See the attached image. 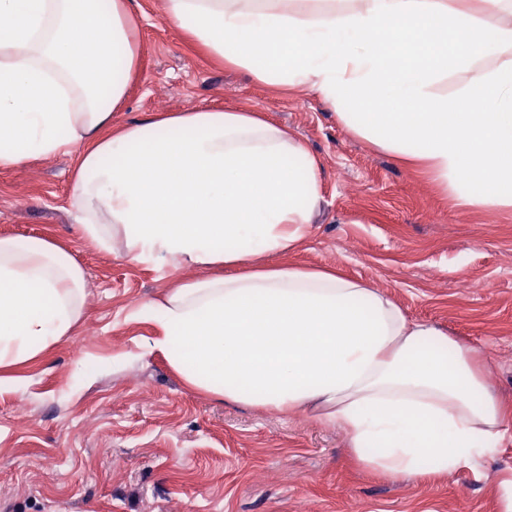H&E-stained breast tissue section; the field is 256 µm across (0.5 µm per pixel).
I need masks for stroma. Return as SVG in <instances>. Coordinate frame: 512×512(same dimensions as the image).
<instances>
[{
  "instance_id": "1",
  "label": "stroma",
  "mask_w": 512,
  "mask_h": 512,
  "mask_svg": "<svg viewBox=\"0 0 512 512\" xmlns=\"http://www.w3.org/2000/svg\"><path fill=\"white\" fill-rule=\"evenodd\" d=\"M139 73L115 124L240 108L288 126L322 164L309 237L281 262L333 267L389 295L483 362L512 403V208H464L353 136L313 92L256 82L133 0ZM75 153L0 168V236L62 242L86 273L80 321L37 360L0 368V512H503L512 417L496 451L446 475L360 468L342 427L186 391L143 348L133 311L193 267L156 268L86 241L70 205ZM125 354L120 365L112 357Z\"/></svg>"
}]
</instances>
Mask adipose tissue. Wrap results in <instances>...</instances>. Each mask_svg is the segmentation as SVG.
Returning <instances> with one entry per match:
<instances>
[{"mask_svg": "<svg viewBox=\"0 0 512 512\" xmlns=\"http://www.w3.org/2000/svg\"><path fill=\"white\" fill-rule=\"evenodd\" d=\"M209 54L317 94L352 134L423 167L456 204L512 207V0H163ZM131 0H0V168L78 149L83 237L160 268L210 269L143 302L184 386L344 426L357 461L445 474L498 448L504 411L474 356L333 270L253 265L303 242L317 156L233 108L114 126L141 48ZM85 273L42 237H0V367L81 317Z\"/></svg>", "mask_w": 512, "mask_h": 512, "instance_id": "ef3b65f1", "label": "adipose tissue"}]
</instances>
